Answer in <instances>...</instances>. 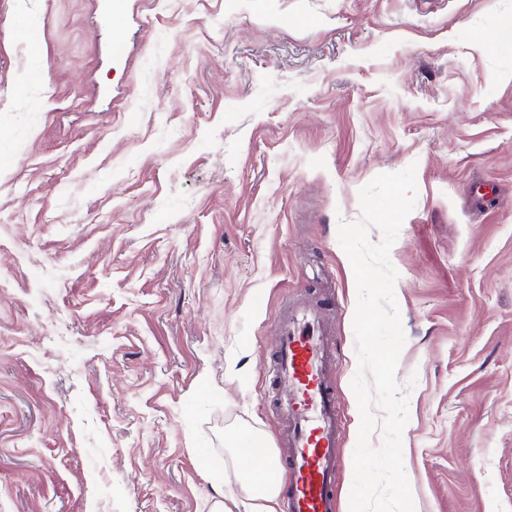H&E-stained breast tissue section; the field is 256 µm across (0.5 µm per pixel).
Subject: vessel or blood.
<instances>
[{
	"instance_id": "obj_1",
	"label": "vessel or blood",
	"mask_w": 512,
	"mask_h": 512,
	"mask_svg": "<svg viewBox=\"0 0 512 512\" xmlns=\"http://www.w3.org/2000/svg\"><path fill=\"white\" fill-rule=\"evenodd\" d=\"M273 384L287 424L291 481L286 512H336L341 422L329 372L332 342L319 310L303 303L279 319Z\"/></svg>"
}]
</instances>
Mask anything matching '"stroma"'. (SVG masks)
Instances as JSON below:
<instances>
[{
    "label": "stroma",
    "instance_id": "stroma-1",
    "mask_svg": "<svg viewBox=\"0 0 512 512\" xmlns=\"http://www.w3.org/2000/svg\"><path fill=\"white\" fill-rule=\"evenodd\" d=\"M512 0H0V512H210L282 455L277 321L321 305L359 430L337 224L391 248L415 512H512ZM124 44L115 53V41Z\"/></svg>",
    "mask_w": 512,
    "mask_h": 512
}]
</instances>
